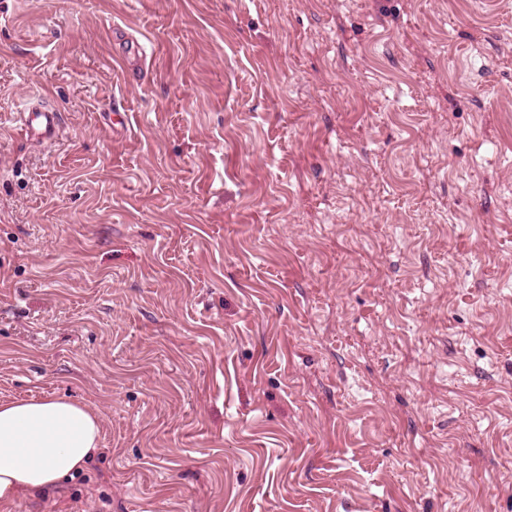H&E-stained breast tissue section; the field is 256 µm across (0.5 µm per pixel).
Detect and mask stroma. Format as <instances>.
Segmentation results:
<instances>
[{
  "mask_svg": "<svg viewBox=\"0 0 512 512\" xmlns=\"http://www.w3.org/2000/svg\"><path fill=\"white\" fill-rule=\"evenodd\" d=\"M47 396L100 452L8 512H512V0H0V400ZM16 118L25 127L29 137L40 143L53 142L63 124V115L56 109L30 107L18 112Z\"/></svg>",
  "mask_w": 512,
  "mask_h": 512,
  "instance_id": "stroma-1",
  "label": "stroma"
}]
</instances>
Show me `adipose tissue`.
<instances>
[{
    "instance_id": "1",
    "label": "adipose tissue",
    "mask_w": 512,
    "mask_h": 512,
    "mask_svg": "<svg viewBox=\"0 0 512 512\" xmlns=\"http://www.w3.org/2000/svg\"><path fill=\"white\" fill-rule=\"evenodd\" d=\"M101 421L65 397L0 402V505L35 498L83 472L99 452Z\"/></svg>"
}]
</instances>
